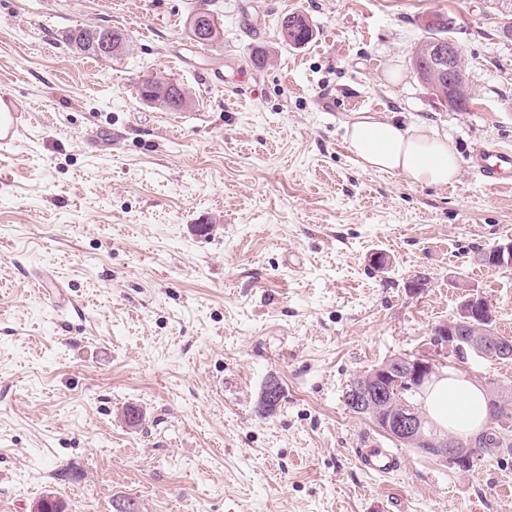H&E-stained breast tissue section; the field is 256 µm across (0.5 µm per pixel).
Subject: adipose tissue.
<instances>
[{"mask_svg":"<svg viewBox=\"0 0 512 512\" xmlns=\"http://www.w3.org/2000/svg\"><path fill=\"white\" fill-rule=\"evenodd\" d=\"M351 148L360 165L370 171L396 173L416 184H454L459 155L451 142L439 138L424 123L404 126L366 117L348 128ZM423 406L441 429L459 434L476 431L486 414L483 389L463 374H444L428 386Z\"/></svg>","mask_w":512,"mask_h":512,"instance_id":"1","label":"adipose tissue"}]
</instances>
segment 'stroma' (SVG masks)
I'll return each instance as SVG.
<instances>
[{
	"mask_svg": "<svg viewBox=\"0 0 512 512\" xmlns=\"http://www.w3.org/2000/svg\"><path fill=\"white\" fill-rule=\"evenodd\" d=\"M198 2L0 0V93L34 109L0 155V512L47 495L65 512H512V451L460 472L344 403L421 351L462 287L512 337V268L475 259L512 239V187L469 161L512 146V40L488 0H217L210 47L189 34ZM296 11L300 46L277 32ZM434 14L457 21L468 111L412 68ZM77 27L130 43L82 54ZM153 75L191 108L142 101ZM370 115L451 139L455 184L363 170L345 132ZM39 278L68 301L46 304ZM459 371L512 392L511 360ZM372 440L398 471L361 469ZM278 35L286 44L302 45L311 38L312 29L305 17L293 12L280 19ZM111 37V42L103 43L102 46L99 47L97 50V45L99 41ZM67 38L69 43L80 51L87 52L95 56H110L112 58L114 57V55H111L115 53L116 49L118 48H113L112 42L115 43V45H121L119 49L120 51L118 50L119 52L117 51V53H120L122 50H124L129 42L126 33L122 29L116 28L78 27L70 30ZM97 52L99 55L97 54Z\"/></svg>",
	"mask_w": 512,
	"mask_h": 512,
	"instance_id": "1",
	"label": "stroma"
}]
</instances>
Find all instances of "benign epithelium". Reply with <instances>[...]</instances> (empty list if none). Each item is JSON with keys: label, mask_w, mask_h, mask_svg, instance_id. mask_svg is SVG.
I'll list each match as a JSON object with an SVG mask.
<instances>
[{"label": "benign epithelium", "mask_w": 512, "mask_h": 512, "mask_svg": "<svg viewBox=\"0 0 512 512\" xmlns=\"http://www.w3.org/2000/svg\"><path fill=\"white\" fill-rule=\"evenodd\" d=\"M217 23L216 15L210 11L189 20L200 39L205 38ZM458 55L459 46L453 39L437 45L435 65L440 74L448 77V96L441 97L445 104L448 98L464 93L463 87L451 80ZM488 256L503 265H512V240L495 245ZM495 320V306L489 304L482 294L468 290L455 317L439 326L424 350L395 356L357 378L353 406L358 412L369 414L376 426L390 437L409 446L423 442L424 419L418 407L404 395L422 391L437 374L441 358L450 353L469 350L480 357L491 354L500 359H511L512 338L496 332ZM440 448L441 458L449 466L461 472L470 468L472 453L467 448L458 447L456 439L443 440Z\"/></svg>", "instance_id": "1"}]
</instances>
